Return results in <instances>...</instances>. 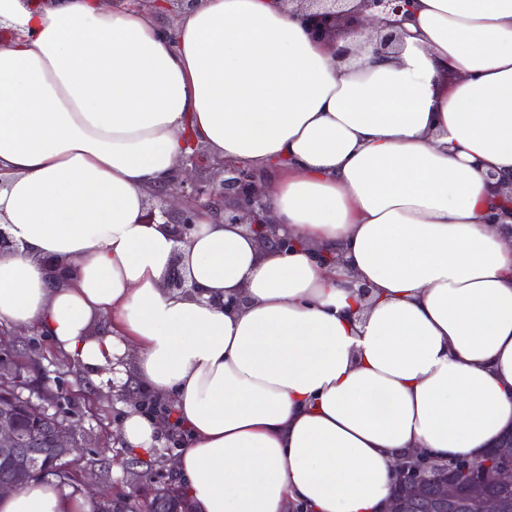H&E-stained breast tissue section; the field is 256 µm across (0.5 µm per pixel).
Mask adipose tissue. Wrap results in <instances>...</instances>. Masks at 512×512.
Segmentation results:
<instances>
[{
    "label": "adipose tissue",
    "instance_id": "ef3b65f1",
    "mask_svg": "<svg viewBox=\"0 0 512 512\" xmlns=\"http://www.w3.org/2000/svg\"><path fill=\"white\" fill-rule=\"evenodd\" d=\"M404 28L383 51L366 21L341 60L287 0H196L171 28L133 0H0V324L169 405L128 406L120 445L176 425L196 512H382L399 460H479L512 430L488 179L512 181V0H413ZM190 140L264 174L297 246L145 223ZM91 509L38 481L0 498Z\"/></svg>",
    "mask_w": 512,
    "mask_h": 512
}]
</instances>
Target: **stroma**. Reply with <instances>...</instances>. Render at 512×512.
I'll return each mask as SVG.
<instances>
[{"mask_svg": "<svg viewBox=\"0 0 512 512\" xmlns=\"http://www.w3.org/2000/svg\"><path fill=\"white\" fill-rule=\"evenodd\" d=\"M0 357L13 361L25 385L24 396L35 398L51 391L80 424L75 437L78 447L65 460L70 475L65 490L81 493L84 480L90 477L98 485L101 500L124 502L152 497L156 489L172 482L169 461L181 444L178 432L163 433L148 456H130L119 447L118 429L128 404L140 399L137 388L93 383L52 340L32 329H1Z\"/></svg>", "mask_w": 512, "mask_h": 512, "instance_id": "1", "label": "stroma"}]
</instances>
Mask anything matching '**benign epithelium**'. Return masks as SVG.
Instances as JSON below:
<instances>
[{"label":"benign epithelium","mask_w":512,"mask_h":512,"mask_svg":"<svg viewBox=\"0 0 512 512\" xmlns=\"http://www.w3.org/2000/svg\"><path fill=\"white\" fill-rule=\"evenodd\" d=\"M309 12L304 23L316 39H345L348 31L360 24L366 10L380 12L398 24L396 18L407 15L412 0H360V10L346 9L345 0H306ZM209 167L223 175L215 183L198 178L197 172ZM159 206H150L144 215L147 224L157 218L168 219L170 209L178 213L174 224L176 237L184 241L196 224L198 211L206 208L216 220L241 224L270 247L286 251L294 246L290 238L278 235V226L269 217V208L261 186V175L254 168L219 160L207 164L192 153L184 156L182 167L171 183L155 192ZM21 381L6 364L0 362V459L17 460L23 470L44 474L60 469L61 461L75 451L77 425L68 416L55 413L52 426L45 431L32 430L31 447L15 424L14 411L29 409L33 404L19 392ZM495 452L486 467H475L465 459H451L439 468L431 466L425 454H416L396 465L395 493L384 512H411L420 504L426 512H505L508 505L496 494L485 490L489 485L512 486V434L494 444Z\"/></svg>","instance_id":"7a95c632"}]
</instances>
